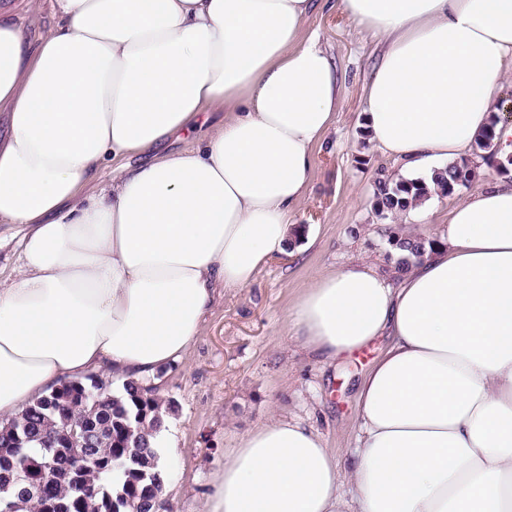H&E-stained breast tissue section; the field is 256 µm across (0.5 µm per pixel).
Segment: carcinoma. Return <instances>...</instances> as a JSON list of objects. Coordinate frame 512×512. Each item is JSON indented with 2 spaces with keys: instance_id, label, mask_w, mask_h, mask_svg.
<instances>
[{
  "instance_id": "obj_1",
  "label": "carcinoma",
  "mask_w": 512,
  "mask_h": 512,
  "mask_svg": "<svg viewBox=\"0 0 512 512\" xmlns=\"http://www.w3.org/2000/svg\"><path fill=\"white\" fill-rule=\"evenodd\" d=\"M475 172L467 163L454 164L436 176L437 194L446 196L456 188L473 183ZM426 196L419 180H398L380 174L374 182L373 207L383 219L394 218L408 210L412 202ZM387 241L398 252L395 268L406 271L412 260L420 257L425 245L436 240H409L388 229ZM408 254L402 255L400 251ZM91 398L75 403L61 412L54 394L44 396L25 408L18 416L0 422V443L5 434L16 432L23 438L22 447L0 459V488L10 489L0 503V512H18V503L30 504L29 512H40L41 501L16 482L20 470H37L57 447L54 462L65 471L76 468L74 478L60 479L48 487L49 495L59 503L81 499V512H153L163 479L157 471L156 454L149 448L148 431L160 428L163 416L176 410L173 400H164L156 388L146 390L128 383L124 394L114 395L110 384L97 376L84 381ZM83 422L89 431L88 446L81 449L62 444V432L69 422Z\"/></svg>"
}]
</instances>
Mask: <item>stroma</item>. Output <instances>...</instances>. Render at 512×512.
Returning a JSON list of instances; mask_svg holds the SVG:
<instances>
[{
    "instance_id": "stroma-1",
    "label": "stroma",
    "mask_w": 512,
    "mask_h": 512,
    "mask_svg": "<svg viewBox=\"0 0 512 512\" xmlns=\"http://www.w3.org/2000/svg\"><path fill=\"white\" fill-rule=\"evenodd\" d=\"M309 29L334 56L341 83L336 117L315 153L306 199L292 218L309 235L301 253L273 259L251 287L220 292L189 358L158 376L161 398L177 405L171 418L176 446L167 457L174 512H198L225 450L275 411L312 425L338 455L351 454L358 435L357 385L386 341L325 365L287 336L288 310L323 272L354 259L392 272L389 225L430 238L443 231L414 213L389 221L373 208L376 177L399 169L363 129L362 88L379 54L374 39L337 8L317 12Z\"/></svg>"
}]
</instances>
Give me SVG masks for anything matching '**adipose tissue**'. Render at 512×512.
Here are the masks:
<instances>
[{
    "mask_svg": "<svg viewBox=\"0 0 512 512\" xmlns=\"http://www.w3.org/2000/svg\"><path fill=\"white\" fill-rule=\"evenodd\" d=\"M340 6L380 40L365 127L405 178L435 191L488 129L512 154V0ZM315 7L52 0L36 36L0 7V223L19 246L0 281V420L91 372L152 387L217 290L285 251L339 101ZM214 111L210 134L166 151ZM136 153L151 159L122 165ZM286 327L328 365L388 340L359 385L352 460L272 416L225 451L202 512H512V181L457 202L397 280L364 260L328 271Z\"/></svg>",
    "mask_w": 512,
    "mask_h": 512,
    "instance_id": "obj_1",
    "label": "adipose tissue"
}]
</instances>
